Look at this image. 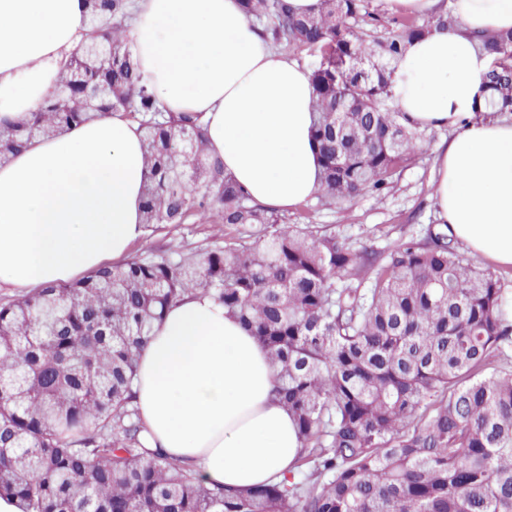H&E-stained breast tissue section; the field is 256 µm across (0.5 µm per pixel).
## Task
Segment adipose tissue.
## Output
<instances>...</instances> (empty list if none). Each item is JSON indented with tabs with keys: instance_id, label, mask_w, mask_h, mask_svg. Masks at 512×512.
Returning <instances> with one entry per match:
<instances>
[{
	"instance_id": "obj_1",
	"label": "adipose tissue",
	"mask_w": 512,
	"mask_h": 512,
	"mask_svg": "<svg viewBox=\"0 0 512 512\" xmlns=\"http://www.w3.org/2000/svg\"><path fill=\"white\" fill-rule=\"evenodd\" d=\"M456 20L406 46L393 99L418 128L449 127L435 159L438 218L470 251L512 266V117L476 118L490 57L475 33L512 29V0H391ZM128 48L166 114L200 115L208 152L257 203L285 210L319 184L308 71L240 0H134ZM90 37L84 0H0V131L25 122ZM150 175L123 112L31 141L0 164V287L57 286L122 258L144 233ZM267 352L223 304L192 292L157 323L137 362L147 448L228 489L283 479L300 448Z\"/></svg>"
}]
</instances>
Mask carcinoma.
Wrapping results in <instances>:
<instances>
[{"mask_svg": "<svg viewBox=\"0 0 512 512\" xmlns=\"http://www.w3.org/2000/svg\"><path fill=\"white\" fill-rule=\"evenodd\" d=\"M274 44L319 54L310 71L323 204L390 189L419 150L391 107L392 62L451 15L385 35L371 0H240ZM128 0H87L95 37L29 123L0 133V161L29 141L121 109L144 130V225L213 218L260 227L221 249L137 258L0 305V496L20 512H512V341L500 278L432 225L383 256L315 224H283L206 153L200 116L164 117L124 33ZM493 57L476 114H512V30L477 36ZM112 91L88 100L84 88ZM213 294L267 350L295 419V471L257 489L207 485L146 448L134 400L139 351L165 311Z\"/></svg>", "mask_w": 512, "mask_h": 512, "instance_id": "carcinoma-1", "label": "carcinoma"}]
</instances>
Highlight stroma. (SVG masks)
I'll use <instances>...</instances> for the list:
<instances>
[{
    "label": "stroma",
    "mask_w": 512,
    "mask_h": 512,
    "mask_svg": "<svg viewBox=\"0 0 512 512\" xmlns=\"http://www.w3.org/2000/svg\"><path fill=\"white\" fill-rule=\"evenodd\" d=\"M451 134L448 128L423 130L420 151L396 176L386 194H368L330 206L312 197L282 212V220L288 224H323L353 245L364 244L384 252L400 241L418 237L422 226L438 221L433 197L434 162ZM228 234V228L211 219L148 227L131 244L129 254L145 258L165 253L178 258L223 247Z\"/></svg>",
    "instance_id": "obj_1"
}]
</instances>
